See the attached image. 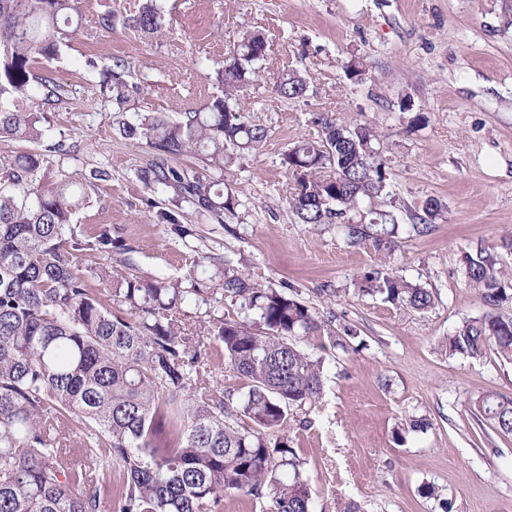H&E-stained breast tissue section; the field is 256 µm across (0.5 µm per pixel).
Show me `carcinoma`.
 I'll return each mask as SVG.
<instances>
[{"instance_id": "obj_1", "label": "carcinoma", "mask_w": 512, "mask_h": 512, "mask_svg": "<svg viewBox=\"0 0 512 512\" xmlns=\"http://www.w3.org/2000/svg\"><path fill=\"white\" fill-rule=\"evenodd\" d=\"M83 0H0V138L34 145L0 162V512H222L227 495L271 498L273 512H313L300 458L286 435L288 412L319 399L323 363L290 338L320 329L313 312L287 293L262 288L218 260L213 272L187 281L132 274L112 281V257L131 251L103 224L86 239L75 235L72 216L109 174L99 168L69 172L48 157L71 153L48 136L45 109L71 104L67 83L50 68L80 28ZM144 36L160 33V0H139L122 16H98L91 40L116 24ZM260 33H245L224 66L215 70L218 91L188 103L176 116L134 111L130 92L140 91L136 70L112 56L90 57L94 94L114 103L112 129L146 146L137 170L145 187L171 194L154 223L184 238L182 204L216 224L236 214L239 200L224 194V169L245 152L261 150L266 126L249 120L243 93L259 78ZM277 96L298 101L308 91L294 69L275 85ZM317 137L300 140L282 157L296 183L290 206L302 224H337L347 243H370L380 254L394 250L399 221L389 210L363 208L388 193L386 165L365 125L323 115ZM197 159L193 167L179 159ZM431 199L409 213L427 229L441 215ZM100 263L86 272L81 253ZM466 284L485 308L446 338L451 355L481 358L491 347L512 358V272L485 247L463 252ZM104 285L95 289L88 277ZM363 291L418 311L436 295L393 275L381 264L364 274ZM256 311L265 331L256 334L234 320H212L190 331L182 306L203 301L215 287ZM224 348L246 381L243 427L219 387L200 377L207 368L201 337ZM495 431L512 434V398L494 393L475 401ZM275 433V441L267 435Z\"/></svg>"}]
</instances>
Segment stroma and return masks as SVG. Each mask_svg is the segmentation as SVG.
Listing matches in <instances>:
<instances>
[{
	"mask_svg": "<svg viewBox=\"0 0 512 512\" xmlns=\"http://www.w3.org/2000/svg\"><path fill=\"white\" fill-rule=\"evenodd\" d=\"M136 2L85 0L82 35L52 63L73 91L69 109L48 114L52 136L77 146L65 169L111 173L74 216L76 234L108 224L130 246L129 263L112 264L116 280L132 273L180 280L221 258L310 307L323 330L301 347L322 359L324 387L317 402L291 409L287 435L314 512H344L350 503L358 512H443L444 499L452 512H512V435L482 426L472 406L487 392L512 398V362L492 350L481 359L451 357L442 346L484 312L465 284L462 252L483 245L512 268V250L502 248L512 240V0H163L165 33L148 39L120 27L86 40L100 11L130 13ZM254 31L267 51L248 111L269 140L224 172L225 191L240 201L236 216L208 224L185 214L191 233L174 237L145 204L167 195L151 194L135 174L145 147L112 131L85 57L128 60L145 106L172 114L199 102L208 75ZM351 61L365 70L361 82L344 71ZM290 66L309 77L304 101L274 92ZM417 112L426 120L415 125ZM319 114L377 129L391 194L373 199L374 207L443 205L426 233L401 219L390 259L370 245H348L335 225L300 223L289 208L293 182L281 158L317 137ZM382 262L432 290L434 308L418 312L363 292L364 273ZM210 315L262 330L254 311L219 288L206 304L185 305L180 319L191 329ZM347 326L356 337L344 339ZM411 416L427 429L405 430ZM425 483L439 499L419 495Z\"/></svg>",
	"mask_w": 512,
	"mask_h": 512,
	"instance_id": "obj_1",
	"label": "stroma"
}]
</instances>
